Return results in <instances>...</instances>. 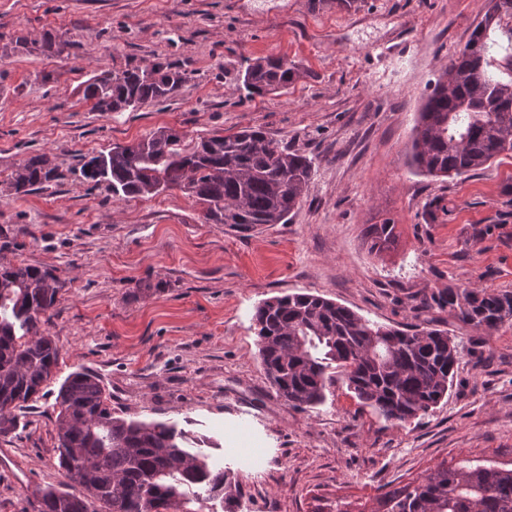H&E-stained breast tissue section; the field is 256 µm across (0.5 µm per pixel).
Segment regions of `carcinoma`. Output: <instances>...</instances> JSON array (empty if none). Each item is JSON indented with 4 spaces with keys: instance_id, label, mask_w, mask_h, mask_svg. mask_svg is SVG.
<instances>
[{
    "instance_id": "carcinoma-1",
    "label": "carcinoma",
    "mask_w": 512,
    "mask_h": 512,
    "mask_svg": "<svg viewBox=\"0 0 512 512\" xmlns=\"http://www.w3.org/2000/svg\"><path fill=\"white\" fill-rule=\"evenodd\" d=\"M299 77L281 57L248 64L249 98L288 89ZM185 75L151 64L120 74L103 71L84 83L95 112L134 111L171 96ZM161 127L132 149L115 146L83 163L87 181L117 199L180 188L211 224H284L303 201L313 176L305 155L281 148L258 128L215 134L192 149ZM512 154V0H488L465 47L430 83L411 142V163L431 177L462 176ZM63 178L45 155L28 159L12 177L15 193ZM371 250L395 239L390 222L366 228ZM62 282L54 271L19 263L0 266V434L17 426L16 411L39 398L60 351L41 331ZM465 325L495 330L512 321V292L478 286L430 297ZM254 323L259 357L288 404L314 408L342 379L364 405L387 421L406 423L436 407L453 384L459 345L445 330L399 329L371 322L310 293L260 304ZM60 467L75 485L39 490V512H238L237 473L186 447V432L157 421L112 414L111 395L93 373L77 369L52 405ZM382 512H512V468L441 463L415 483L381 495Z\"/></svg>"
}]
</instances>
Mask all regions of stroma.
<instances>
[{"mask_svg":"<svg viewBox=\"0 0 512 512\" xmlns=\"http://www.w3.org/2000/svg\"><path fill=\"white\" fill-rule=\"evenodd\" d=\"M487 0H0V261L63 283L42 329L60 349L44 395L0 435V512H38L64 487L52 404L76 368L96 374L127 419L187 431L244 487L240 512H313L336 500L373 512L382 493L441 463L512 466V323L492 332L426 306L431 294L512 291V156L454 179L414 172L427 86L464 48ZM66 41L63 53L28 43ZM303 70L287 92L246 98L251 59ZM149 63L186 75L164 101L95 112L94 73ZM160 127L182 147L261 128L313 164L287 223L207 224L174 188L119 200L84 161ZM47 155L62 179L27 195L10 180ZM396 240L375 252L368 225ZM483 237H475L476 229ZM313 293L398 328L429 326L463 348L447 396L403 424L345 384L312 409L268 382L253 317L273 296Z\"/></svg>","mask_w":512,"mask_h":512,"instance_id":"35a3bbf8","label":"stroma"}]
</instances>
